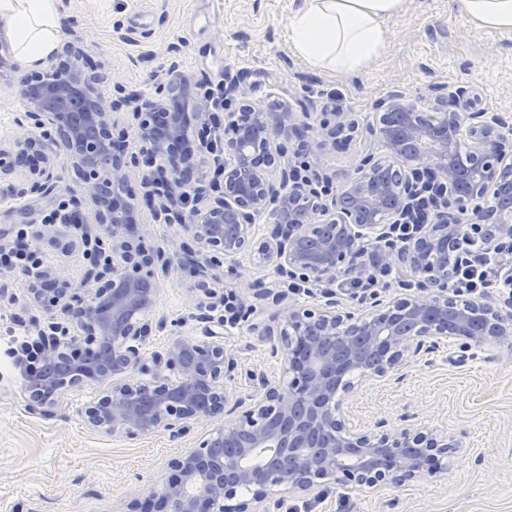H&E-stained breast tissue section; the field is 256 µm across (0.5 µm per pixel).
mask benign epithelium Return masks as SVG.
<instances>
[{"label": "benign epithelium", "mask_w": 512, "mask_h": 512, "mask_svg": "<svg viewBox=\"0 0 512 512\" xmlns=\"http://www.w3.org/2000/svg\"><path fill=\"white\" fill-rule=\"evenodd\" d=\"M85 54L50 56L26 74L16 90L25 110L24 133L0 144V179L24 178L33 194L56 188L57 161L45 146L59 148L62 165L80 178L96 224L112 239L108 271L89 274L77 286L61 268L30 275L34 303L65 316L66 341L52 345L54 371L31 377L29 407L54 404L66 391L110 382L86 406L88 425L135 441L158 431L183 435L190 423L210 426L192 448L168 462L161 488L134 498L126 512H271L288 508L300 492L322 497L330 488L400 487L448 467L461 442L437 426L388 427L384 419L361 430L344 411L354 390L348 379L360 372L383 377L454 342L512 345V299L498 304L485 295L464 302L452 284L475 246L512 256V155L503 145L512 129L506 118L486 112L435 111L391 94L377 104L368 124L386 150V160L361 153L359 163L336 191L331 177L303 180L281 161L285 144L295 153L332 154L351 147L358 121L351 112H323L311 139L307 113L288 105L250 107L224 114V191L198 201L182 227L201 245L205 265L233 261L247 252L254 265L270 268L274 285L253 289L250 305L223 297L232 323L260 311L270 353L282 363L281 383L261 377L242 392L232 385L238 361L221 328L200 342L179 337L165 354L166 372L150 378L139 343L159 297L158 273L174 269L175 254L146 250L136 241V210L129 186L140 178L147 206L157 215L165 196L182 191L206 162L208 146H189L190 130L209 117L196 83L173 75L155 87L132 113L128 131H116L119 103L101 90L103 75L84 69ZM161 162L166 195L152 191L151 176L138 171L140 158ZM431 194L430 222L418 225L405 246L389 238L390 227L408 218L417 201ZM272 220L257 237L255 216ZM378 248L379 263L397 273L404 293L383 300L375 293L347 303L325 290L302 305L288 300L289 282L322 285L346 277L363 281L362 255Z\"/></svg>", "instance_id": "obj_1"}]
</instances>
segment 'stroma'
<instances>
[{
	"label": "stroma",
	"instance_id": "1",
	"mask_svg": "<svg viewBox=\"0 0 512 512\" xmlns=\"http://www.w3.org/2000/svg\"><path fill=\"white\" fill-rule=\"evenodd\" d=\"M300 0H61L68 17L65 41L81 48L106 74L102 89L134 110L129 96H150L171 76V63L195 81L235 80L232 107L264 108L288 102L309 113H354L357 138H365L375 104L400 93L431 111L437 97L469 89L477 108L512 117V34L476 27L459 17L454 0H406L386 22L391 33L384 55L360 73L337 77L312 69L292 48L288 22ZM29 67L18 64L11 83L0 86V141L19 132L24 112L14 81ZM26 182H0V243L17 224L41 223L61 199L54 192L21 206ZM147 246L177 252L183 270L160 276V294L140 343L147 364L168 343L186 336L207 340V309L201 308L199 275L189 266L203 259L200 246L178 225L148 219ZM23 276L0 274V296L15 297L14 312L39 324L52 318L35 304ZM225 340L238 357L234 384L254 389L258 375L280 377L258 331L228 326ZM99 384L65 392L42 410H31L20 383L0 379V512H125L130 491L147 495L168 476V461L189 449L203 432L192 424L184 435L155 434L138 441L90 430L85 407L102 393ZM356 421L379 417L398 424L401 414L464 432L465 451L451 455L446 473L380 491L330 489L316 503L290 499L296 512H512V352L498 345L459 349L442 346L403 370L402 380L359 381L345 399Z\"/></svg>",
	"mask_w": 512,
	"mask_h": 512
}]
</instances>
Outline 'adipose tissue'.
Returning <instances> with one entry per match:
<instances>
[{"mask_svg": "<svg viewBox=\"0 0 512 512\" xmlns=\"http://www.w3.org/2000/svg\"><path fill=\"white\" fill-rule=\"evenodd\" d=\"M461 17L489 30L512 33V0H456ZM406 0H304L289 21L296 51L316 70L341 77L366 69L390 38L385 22ZM24 62L52 51L64 33L60 0H0Z\"/></svg>", "mask_w": 512, "mask_h": 512, "instance_id": "ef3b65f1", "label": "adipose tissue"}]
</instances>
